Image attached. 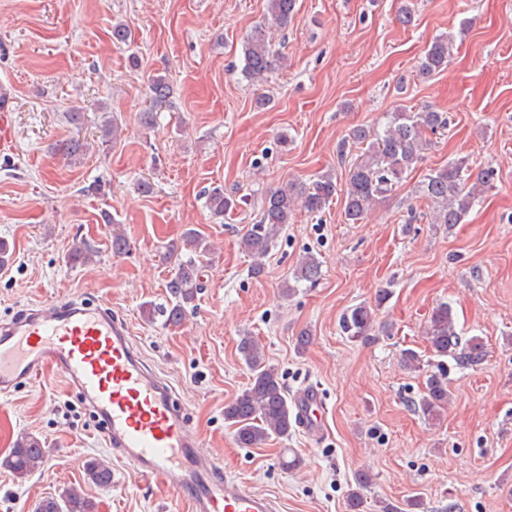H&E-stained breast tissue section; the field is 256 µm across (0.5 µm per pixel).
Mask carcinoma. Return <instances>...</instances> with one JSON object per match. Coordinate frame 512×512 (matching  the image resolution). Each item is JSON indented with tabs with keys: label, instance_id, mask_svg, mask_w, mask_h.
Instances as JSON below:
<instances>
[{
	"label": "carcinoma",
	"instance_id": "cac0c4a2",
	"mask_svg": "<svg viewBox=\"0 0 512 512\" xmlns=\"http://www.w3.org/2000/svg\"><path fill=\"white\" fill-rule=\"evenodd\" d=\"M295 0H267L269 23L280 29L288 27ZM452 48L451 38L441 35L426 48L418 65L421 77L429 78L448 64ZM242 74L250 82L269 80L279 70L281 57L274 54L266 28L259 26L244 37ZM151 107L141 113L140 122L146 127L155 125L156 109L166 104L170 87L166 78L151 79ZM443 113L430 108L416 112H394L388 124L380 131L370 132L356 127L349 133L355 145L363 146L361 154L352 162L344 189V213L347 220L356 223L364 219L376 202L399 184L412 166L422 158L428 146L427 133L435 134L447 129ZM121 127L116 118H104L100 125L101 137L114 141ZM89 144L72 139L61 146L63 153L75 162H81ZM496 172L486 168L473 174L466 161L452 160L434 170L421 185L422 196L436 208L434 223L461 224L474 205L480 190L495 179ZM336 178L331 173L319 176L309 185L290 183L270 192L261 201L258 223L242 237L240 246L255 259L251 275L264 272L261 259L277 243L280 232L292 222L294 211L303 209L311 213L322 211L337 194ZM211 209L218 215L237 206V201L224 196L221 189L209 198ZM187 250V259L179 258ZM210 255V246L194 229L184 233L182 245L172 246L168 257H176L174 272L166 282L170 296L169 307L161 310L171 323L182 322L187 312L194 309L198 291L202 288L200 270L202 259ZM321 274V264L313 254L306 255L298 267L296 283L284 282L282 292L289 296L301 281L315 282ZM391 291H378L373 306L360 303L348 309L342 317L341 328L352 339H365L371 335L376 312L387 302ZM424 336L433 353L439 358L437 371L427 375L425 386L412 401L414 410L428 419H438L448 408L451 391L448 374L453 368H476L487 355L482 337L462 339L457 331L455 312L451 304L437 305L424 327ZM241 352L250 368L246 387L224 406V420L236 426V440L244 448L261 447L273 438H288L295 424L293 405L289 403L277 369L263 361V349L254 339H245ZM46 455L43 442L28 434L20 437L0 465L17 478H24L40 466ZM87 475L96 485L112 483V469L98 461L87 465ZM36 512H96L95 503L75 487L66 488L59 496H47L39 501Z\"/></svg>",
	"mask_w": 512,
	"mask_h": 512
}]
</instances>
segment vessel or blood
<instances>
[{"label": "vessel or blood", "instance_id": "vessel-or-blood-1", "mask_svg": "<svg viewBox=\"0 0 512 512\" xmlns=\"http://www.w3.org/2000/svg\"><path fill=\"white\" fill-rule=\"evenodd\" d=\"M61 374L94 414L102 440L143 477L172 481L191 512H275L273 501L224 477L202 448L170 384L151 372L126 320L83 298L54 299L0 324V395ZM302 427L322 425L320 395L294 400Z\"/></svg>", "mask_w": 512, "mask_h": 512}]
</instances>
